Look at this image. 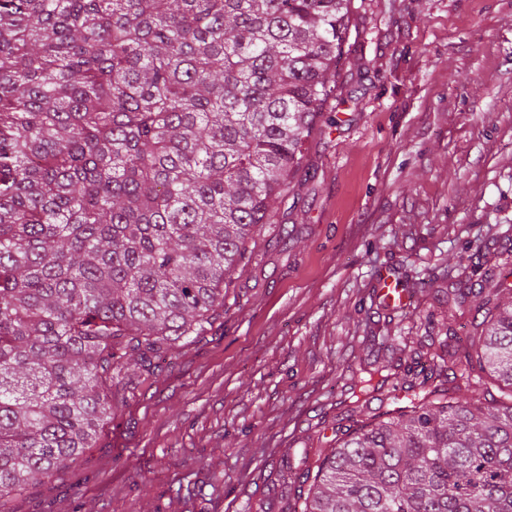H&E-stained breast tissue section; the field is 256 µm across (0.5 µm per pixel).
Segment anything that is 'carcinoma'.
<instances>
[{"instance_id":"1","label":"carcinoma","mask_w":512,"mask_h":512,"mask_svg":"<svg viewBox=\"0 0 512 512\" xmlns=\"http://www.w3.org/2000/svg\"><path fill=\"white\" fill-rule=\"evenodd\" d=\"M351 0H0V500L92 447L117 358L206 330L335 89ZM486 275L462 402L410 352L301 512H512V289ZM509 402L484 406L481 374Z\"/></svg>"}]
</instances>
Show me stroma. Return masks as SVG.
<instances>
[{
  "label": "stroma",
  "mask_w": 512,
  "mask_h": 512,
  "mask_svg": "<svg viewBox=\"0 0 512 512\" xmlns=\"http://www.w3.org/2000/svg\"><path fill=\"white\" fill-rule=\"evenodd\" d=\"M322 112L210 326L153 374L123 364L93 447L0 512H288L283 471L407 406L352 411L374 363L403 371L386 337L475 332L435 289L512 270V0H352ZM396 284V283H395ZM394 284V278L388 272H382L378 276V286L384 300L394 307H406L409 303L408 296L401 288Z\"/></svg>",
  "instance_id": "1"
}]
</instances>
